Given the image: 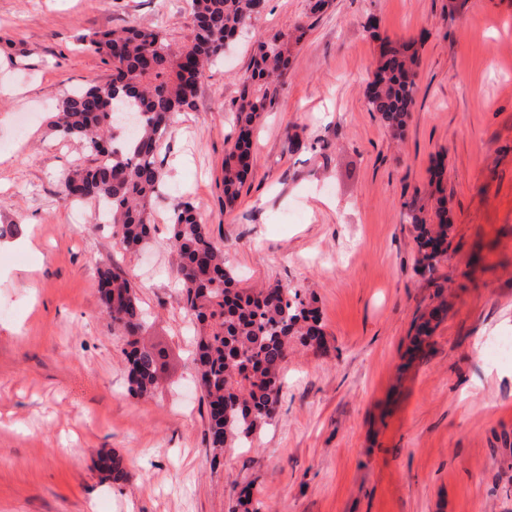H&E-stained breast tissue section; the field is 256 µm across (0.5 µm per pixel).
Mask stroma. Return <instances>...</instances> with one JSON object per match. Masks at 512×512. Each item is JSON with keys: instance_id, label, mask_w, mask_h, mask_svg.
<instances>
[{"instance_id": "obj_1", "label": "stroma", "mask_w": 512, "mask_h": 512, "mask_svg": "<svg viewBox=\"0 0 512 512\" xmlns=\"http://www.w3.org/2000/svg\"><path fill=\"white\" fill-rule=\"evenodd\" d=\"M266 0L200 82L158 156L153 230L137 252L62 201L94 156L50 134L47 114L109 68L88 31L158 26L192 37L188 0H0V512H512V6L507 0ZM273 107L233 210L224 156L257 41L294 24ZM420 60L403 139L368 111L382 39ZM448 198V255L415 271L403 207ZM189 199L242 287L314 298L324 350L289 355L274 418L250 447L212 457L193 379L197 328L167 246ZM121 270L164 357L143 398L126 391L123 342L98 302ZM446 311L416 356L414 321ZM131 473L114 483L101 452Z\"/></svg>"}]
</instances>
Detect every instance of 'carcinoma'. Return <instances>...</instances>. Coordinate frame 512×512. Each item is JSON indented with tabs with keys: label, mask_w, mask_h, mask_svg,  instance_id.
<instances>
[{
	"label": "carcinoma",
	"mask_w": 512,
	"mask_h": 512,
	"mask_svg": "<svg viewBox=\"0 0 512 512\" xmlns=\"http://www.w3.org/2000/svg\"><path fill=\"white\" fill-rule=\"evenodd\" d=\"M194 37L175 48L158 26L89 32L78 37L84 49L111 69L104 83L75 90L58 106L48 126L63 139L83 142L96 156L92 166H76L60 180L65 202L104 205L118 226L125 249H140L151 235L150 206L161 190L157 156L175 116L193 106L197 86L209 63L224 53V39L234 36L255 14L254 0H191ZM299 28L283 30L259 42L250 74L242 79L237 100V137L224 159V208L233 209L253 164L252 130L272 107L269 87L291 62ZM418 58L411 47L382 40L379 59L366 90L368 111L379 114L393 133L403 131L415 103ZM141 115L134 135L124 137L117 112L106 101ZM406 220L419 229L416 272L434 270L448 253V202L435 199L431 214L405 205ZM168 245L182 282L185 311L202 326L194 358L197 380L208 413V443L215 452L245 446L276 411L283 383L281 370L293 343L326 346L316 308L299 291L271 285L259 290L238 287L224 249L213 241L188 200L173 204ZM99 305L124 337L128 391L147 395L157 381L162 353L143 338L146 309L130 280L119 271L100 273ZM434 308L420 315L416 339L432 334ZM98 471L112 481L126 479L120 457L100 456Z\"/></svg>",
	"instance_id": "obj_1"
}]
</instances>
